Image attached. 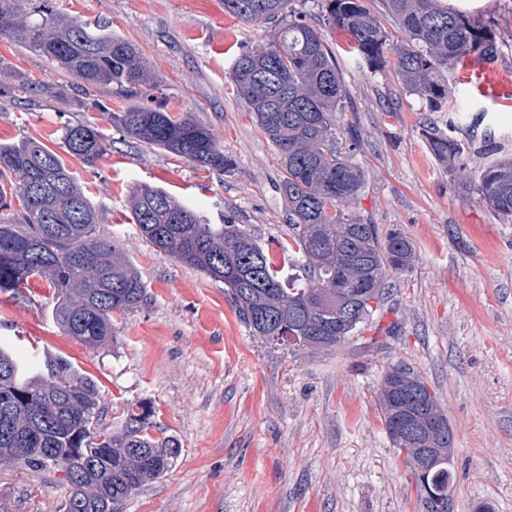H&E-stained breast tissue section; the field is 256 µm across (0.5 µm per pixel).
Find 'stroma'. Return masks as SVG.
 I'll use <instances>...</instances> for the list:
<instances>
[{"label": "stroma", "mask_w": 512, "mask_h": 512, "mask_svg": "<svg viewBox=\"0 0 512 512\" xmlns=\"http://www.w3.org/2000/svg\"><path fill=\"white\" fill-rule=\"evenodd\" d=\"M131 42L157 88L140 103L188 112L210 127L234 167L218 172L124 137L113 113L126 93L75 79L0 35V142H41L62 156L98 215L99 235L128 251L146 288L138 308L112 317V342L91 348L52 316L42 280L0 292V346L18 358H67L100 387V424L120 430L128 404L145 401L176 437L180 456L117 512H426L413 473L385 432L378 392L391 367L419 376L453 432L451 512H512V221L470 191L467 177L433 157L430 121L465 146L469 171L486 147L512 158V0H447L497 34L493 62L466 57L448 73V103L430 109L392 69L372 70L329 26L316 0L297 11L323 33L344 83L331 144L365 172L348 214L412 240L411 269L395 274L374 315L395 335L364 332L331 350L273 347L240 320L223 283L160 255L132 220L134 187H160L211 224L246 225L281 266L288 241L283 175L228 77L234 59L267 42V24L225 13L224 0H55ZM39 83L43 92H27ZM98 127L107 149L94 164L68 155L62 127ZM61 471L0 465V512H60Z\"/></svg>", "instance_id": "obj_1"}]
</instances>
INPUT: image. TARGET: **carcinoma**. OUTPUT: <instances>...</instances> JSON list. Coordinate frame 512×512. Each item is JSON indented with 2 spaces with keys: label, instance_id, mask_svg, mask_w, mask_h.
<instances>
[{
  "label": "carcinoma",
  "instance_id": "obj_1",
  "mask_svg": "<svg viewBox=\"0 0 512 512\" xmlns=\"http://www.w3.org/2000/svg\"><path fill=\"white\" fill-rule=\"evenodd\" d=\"M295 0H224V11L250 23H277L267 43L235 58L230 77L284 170L288 251L302 274L283 285L262 246L240 224H207L163 189L143 184L132 195L142 235L164 256L224 283L241 320L274 345L295 336L333 349L372 319L389 276L408 269L415 248L402 233L380 238L376 224L353 221L345 206L358 197L364 171L328 147L344 95L336 57L318 29L292 7ZM407 40L387 44L386 31L364 0H322L329 24L345 31L360 59L391 65L402 85L436 109L448 103V69L471 54L492 61L499 47L489 27L441 0H384ZM0 34L56 62L80 82L127 93L158 85L159 77L126 40L77 19H64L49 0H0ZM123 136L227 172L209 128L191 114L128 105L112 116ZM432 155L465 172L463 146L436 127L424 128ZM67 152L92 164L104 154L103 134L88 123L63 126ZM473 189L491 210L512 219V159L478 168ZM97 214L62 158L35 141L0 145V291L19 292L34 279L54 288V323L90 347L112 338V313L146 300L127 251L96 235ZM386 432L396 448H432L428 485L443 497L453 474L448 418L425 382L396 368L379 394ZM152 408L137 402L125 426L93 441L101 418L97 382L59 356L27 363L0 347V464L39 471L53 449L72 475L62 512H115L133 490L168 471L178 439L151 433Z\"/></svg>",
  "mask_w": 512,
  "mask_h": 512
}]
</instances>
